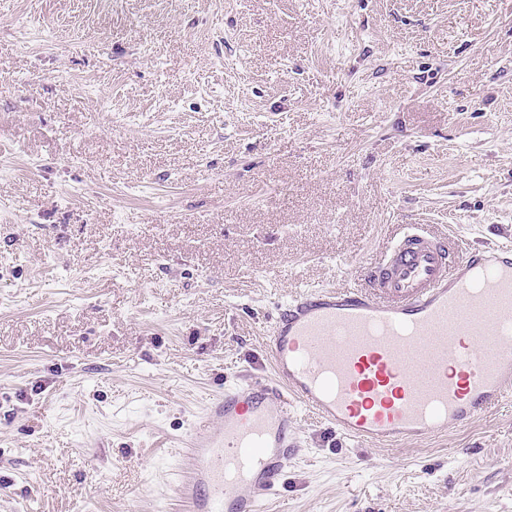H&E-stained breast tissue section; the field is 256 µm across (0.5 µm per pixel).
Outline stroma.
<instances>
[{
	"label": "stroma",
	"mask_w": 512,
	"mask_h": 512,
	"mask_svg": "<svg viewBox=\"0 0 512 512\" xmlns=\"http://www.w3.org/2000/svg\"><path fill=\"white\" fill-rule=\"evenodd\" d=\"M512 243V0H0V512H184L174 444L402 225ZM263 512H512V400Z\"/></svg>",
	"instance_id": "1"
}]
</instances>
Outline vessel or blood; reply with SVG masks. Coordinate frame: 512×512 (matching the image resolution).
I'll use <instances>...</instances> for the list:
<instances>
[{
  "instance_id": "obj_1",
  "label": "vessel or blood",
  "mask_w": 512,
  "mask_h": 512,
  "mask_svg": "<svg viewBox=\"0 0 512 512\" xmlns=\"http://www.w3.org/2000/svg\"><path fill=\"white\" fill-rule=\"evenodd\" d=\"M272 378L193 422L176 488L190 512H260L296 456V408L356 442L442 436L512 398V247L463 250L403 225L359 288L309 289L269 330Z\"/></svg>"
}]
</instances>
